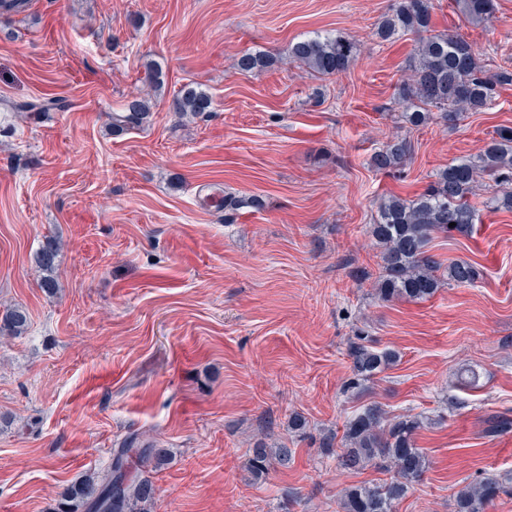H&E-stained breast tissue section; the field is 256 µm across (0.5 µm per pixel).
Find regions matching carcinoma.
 <instances>
[{"label": "carcinoma", "instance_id": "carcinoma-1", "mask_svg": "<svg viewBox=\"0 0 512 512\" xmlns=\"http://www.w3.org/2000/svg\"><path fill=\"white\" fill-rule=\"evenodd\" d=\"M462 14L473 24L492 22L495 0H457ZM431 0H392L389 13L378 26L384 40L405 33H427L414 48L410 74L398 89L403 105V121L412 127L427 124L437 117L454 125L469 112H480L496 97L499 89L512 84V72L490 73L480 65L472 44L455 34H431ZM356 56L354 43L347 37L316 34L291 45L289 57L306 67L313 75L330 77L347 71ZM275 60L262 52H248L238 60L242 71L262 70ZM212 100L204 92L187 87L174 95L170 108L180 116H196L211 110ZM68 108L64 98H47L26 102L17 107L36 115ZM150 99L136 96L128 100L120 112L108 114L112 131L120 133L140 126L151 117ZM411 141L396 135L388 139L371 157L377 171H391L405 164L411 154ZM497 184L512 182V127L501 126L475 159L458 158L435 175V180L415 197L392 195L379 206L372 225V236L382 246V276L376 296L387 302L394 298L423 300L439 288L441 278L448 285L472 286L479 279L477 268L468 261L456 260L444 266L428 253L432 236L468 233L478 220L472 198L479 195L482 178ZM58 244L48 237L36 254L43 272L41 287L52 292ZM30 325L28 312L19 306L0 316V336L19 337ZM353 377L346 389H357L385 372L399 360L397 352L379 350L368 337L358 334L347 349ZM421 420L415 416L390 419L377 403L366 405L345 425L338 463L346 469L359 470L374 465L390 474L384 482L363 483L345 489L340 512H396L397 503L419 481L428 467L424 449L417 446L416 431ZM130 448L113 450L112 463L103 473L84 475L69 492L68 509L79 512H148L156 493L148 479L127 478L125 471ZM292 451L286 446L253 448L252 472L262 475L270 461L281 465L291 461ZM512 476L501 479L488 476L465 486L457 495L454 512H487L501 494L507 492Z\"/></svg>", "mask_w": 512, "mask_h": 512}]
</instances>
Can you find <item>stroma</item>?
<instances>
[{"mask_svg":"<svg viewBox=\"0 0 512 512\" xmlns=\"http://www.w3.org/2000/svg\"><path fill=\"white\" fill-rule=\"evenodd\" d=\"M391 0H29L0 15V314L31 325L0 338V512H51L112 451L163 452L134 475L156 488L150 512H337L353 472L321 446L363 405L420 416L429 465L397 512H454L458 492L512 471V211L482 188L472 233L434 236L430 254L465 260L472 286L428 300H377L381 248L370 233L391 194L413 197L459 157L512 127V86L456 127L412 128L397 89L416 37L380 40ZM490 25L432 0L431 30L473 43L485 69L512 71V0ZM342 34L356 46L327 79L290 61L292 43ZM273 66L243 72V52ZM158 66L162 84L141 78ZM211 112L178 117L183 86ZM65 97L32 117L17 104ZM134 95L152 116L114 133L107 115ZM406 165H370L395 134ZM231 193L243 207L202 205ZM55 236L58 287L36 254ZM398 362L345 390L356 334ZM303 430L289 427L294 415ZM294 450L254 477L257 442ZM29 325V314L24 308H9L0 318V336H22L27 332Z\"/></svg>","mask_w":512,"mask_h":512,"instance_id":"35a3bbf8","label":"stroma"}]
</instances>
